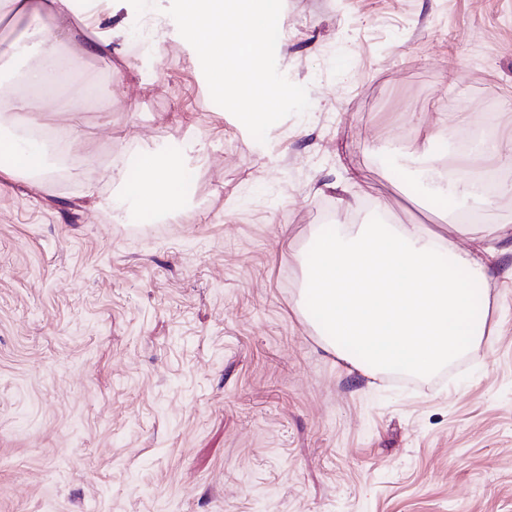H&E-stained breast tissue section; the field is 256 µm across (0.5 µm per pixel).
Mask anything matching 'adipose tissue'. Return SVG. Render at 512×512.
<instances>
[{"label": "adipose tissue", "instance_id": "1", "mask_svg": "<svg viewBox=\"0 0 512 512\" xmlns=\"http://www.w3.org/2000/svg\"><path fill=\"white\" fill-rule=\"evenodd\" d=\"M83 0H0V15L24 21L11 44V56L26 61L24 82L39 91L53 111L64 109L55 89L69 79V59L61 51L59 26L81 19ZM0 174L41 172V146L0 135ZM139 178L122 183L114 210L126 208L165 218L185 202L179 174L158 154L138 160ZM456 232L471 241L460 250L440 230L379 224L313 226L316 257L306 275L302 300L310 321L334 354L365 371H431L486 333V322L469 317L472 294L453 273L487 281L498 256L490 243L496 224H459Z\"/></svg>", "mask_w": 512, "mask_h": 512}]
</instances>
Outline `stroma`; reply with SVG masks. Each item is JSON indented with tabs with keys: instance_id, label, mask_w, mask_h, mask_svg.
<instances>
[{
	"instance_id": "obj_1",
	"label": "stroma",
	"mask_w": 512,
	"mask_h": 512,
	"mask_svg": "<svg viewBox=\"0 0 512 512\" xmlns=\"http://www.w3.org/2000/svg\"><path fill=\"white\" fill-rule=\"evenodd\" d=\"M172 0H115L63 46L81 136L0 175V512H512V281L437 371L364 372L299 309L312 225L495 223L511 263L512 0H285L309 110L257 142L215 104ZM102 88L108 108L88 99ZM436 131L426 143L424 131ZM184 210L112 211L141 154ZM499 174L484 203L443 190Z\"/></svg>"
}]
</instances>
